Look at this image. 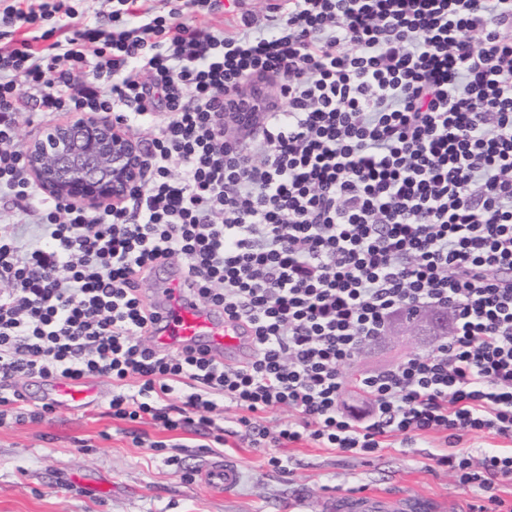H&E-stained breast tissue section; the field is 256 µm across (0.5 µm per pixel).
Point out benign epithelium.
Listing matches in <instances>:
<instances>
[{
	"instance_id": "benign-epithelium-1",
	"label": "benign epithelium",
	"mask_w": 512,
	"mask_h": 512,
	"mask_svg": "<svg viewBox=\"0 0 512 512\" xmlns=\"http://www.w3.org/2000/svg\"><path fill=\"white\" fill-rule=\"evenodd\" d=\"M260 119L250 108L224 113V131L246 132ZM28 171L39 190L87 209L119 206L143 184V153L112 120L81 115L46 128L25 145ZM448 309L430 308L391 320L389 336H436L448 325Z\"/></svg>"
}]
</instances>
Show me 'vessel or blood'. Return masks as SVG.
I'll return each instance as SVG.
<instances>
[{"mask_svg": "<svg viewBox=\"0 0 512 512\" xmlns=\"http://www.w3.org/2000/svg\"><path fill=\"white\" fill-rule=\"evenodd\" d=\"M181 263L165 264L156 274L149 301L155 314L152 329L155 345L163 351L204 350L227 366L245 365L253 352L250 329L240 320L225 318L221 309L208 307L192 297L184 286ZM43 402L55 408L76 410L100 401L97 387L64 378L42 382ZM203 486L219 491L234 489L240 481V468L232 458L205 461L198 470ZM391 499L341 495L336 512H390Z\"/></svg>", "mask_w": 512, "mask_h": 512, "instance_id": "vessel-or-blood-1", "label": "vessel or blood"}]
</instances>
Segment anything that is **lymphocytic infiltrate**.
<instances>
[{"label":"lymphocytic infiltrate","mask_w":512,"mask_h":512,"mask_svg":"<svg viewBox=\"0 0 512 512\" xmlns=\"http://www.w3.org/2000/svg\"><path fill=\"white\" fill-rule=\"evenodd\" d=\"M107 2L0 0V198L38 204L44 236L0 233V425L54 411L15 377H105L113 418L199 424L215 453L231 410L275 469L302 440L366 458L436 433L471 512H512V0H276L229 34L208 27L222 0ZM267 74L284 103L261 139L225 138V105ZM31 103L156 124L144 185L118 208L37 195L15 146ZM165 257L252 326L247 365L155 346L141 275ZM429 306L447 336L345 406L361 349ZM484 434L505 447L464 448Z\"/></svg>","instance_id":"obj_1"}]
</instances>
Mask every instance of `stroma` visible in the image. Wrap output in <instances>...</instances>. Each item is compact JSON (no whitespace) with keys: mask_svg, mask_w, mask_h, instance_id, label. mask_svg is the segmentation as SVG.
Listing matches in <instances>:
<instances>
[{"mask_svg":"<svg viewBox=\"0 0 512 512\" xmlns=\"http://www.w3.org/2000/svg\"><path fill=\"white\" fill-rule=\"evenodd\" d=\"M427 349L415 336L367 347L348 374L355 378ZM136 433L149 441L169 437L151 423L112 419L103 403L0 426V512H327L329 497L358 486L400 501L438 502L446 512H470L475 501L431 466L429 452L442 445L435 433L419 447L394 443L367 458L302 441L285 448L283 471L231 435L224 453L239 462L242 478L224 493L183 481L161 456L133 443Z\"/></svg>","mask_w":512,"mask_h":512,"instance_id":"stroma-1","label":"stroma"}]
</instances>
